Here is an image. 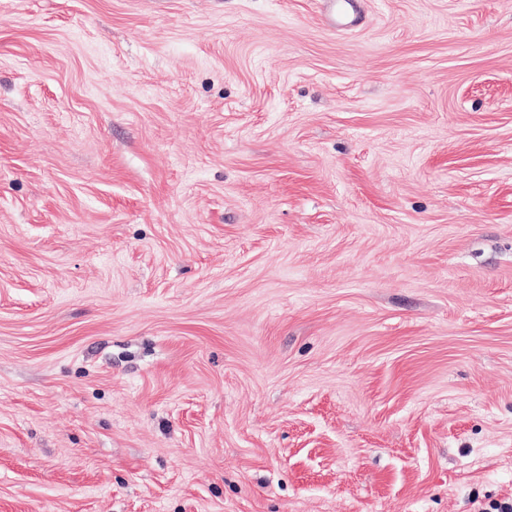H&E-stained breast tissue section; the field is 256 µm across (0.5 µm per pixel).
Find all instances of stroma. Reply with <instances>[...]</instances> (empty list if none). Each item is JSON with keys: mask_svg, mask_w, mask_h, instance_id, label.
Segmentation results:
<instances>
[{"mask_svg": "<svg viewBox=\"0 0 512 512\" xmlns=\"http://www.w3.org/2000/svg\"><path fill=\"white\" fill-rule=\"evenodd\" d=\"M0 0V512L512 501V0Z\"/></svg>", "mask_w": 512, "mask_h": 512, "instance_id": "obj_1", "label": "stroma"}]
</instances>
